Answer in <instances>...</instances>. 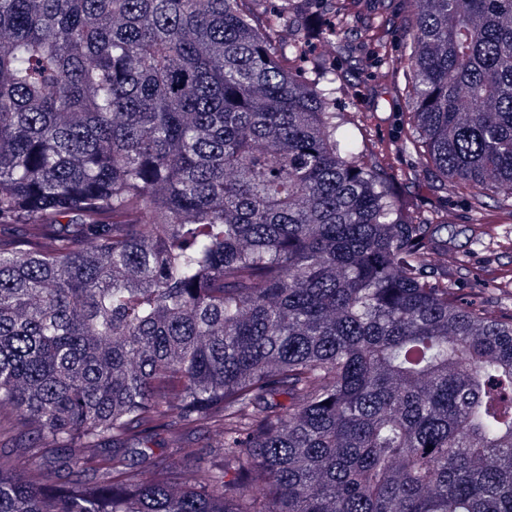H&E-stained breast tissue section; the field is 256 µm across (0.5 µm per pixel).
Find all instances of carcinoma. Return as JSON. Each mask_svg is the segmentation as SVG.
<instances>
[{
	"mask_svg": "<svg viewBox=\"0 0 512 512\" xmlns=\"http://www.w3.org/2000/svg\"><path fill=\"white\" fill-rule=\"evenodd\" d=\"M282 2L0 0V412L39 441L0 512H512L506 285L460 294L393 190L512 219V0H413L403 60L385 12ZM370 32L413 132L371 163L336 66L292 67ZM222 438L211 430H198L191 437L192 445L197 448L205 460L215 458L216 450L221 447Z\"/></svg>",
	"mask_w": 512,
	"mask_h": 512,
	"instance_id": "cac0c4a2",
	"label": "carcinoma"
}]
</instances>
